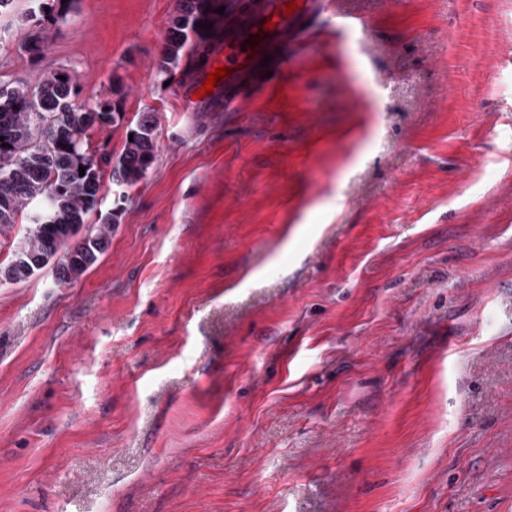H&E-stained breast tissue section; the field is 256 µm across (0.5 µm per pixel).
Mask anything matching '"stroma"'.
<instances>
[{
    "mask_svg": "<svg viewBox=\"0 0 512 512\" xmlns=\"http://www.w3.org/2000/svg\"><path fill=\"white\" fill-rule=\"evenodd\" d=\"M177 3L0 12V85L119 94L100 164L158 123L96 265L0 279V512H512V0H337L239 112ZM209 1H179L178 14L167 33L162 53L156 64L158 74H168L177 68L192 37L200 36L203 29L196 27V22L203 24L211 20Z\"/></svg>",
    "mask_w": 512,
    "mask_h": 512,
    "instance_id": "obj_1",
    "label": "stroma"
}]
</instances>
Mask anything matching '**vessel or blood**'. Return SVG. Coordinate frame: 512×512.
Instances as JSON below:
<instances>
[{"mask_svg": "<svg viewBox=\"0 0 512 512\" xmlns=\"http://www.w3.org/2000/svg\"><path fill=\"white\" fill-rule=\"evenodd\" d=\"M290 0H227L223 32L214 42L205 67L191 85L179 89L186 112H235L246 96V88L262 70H287L313 21L328 15V0H301L293 13H286ZM224 65L228 72L213 91L196 97L212 66Z\"/></svg>", "mask_w": 512, "mask_h": 512, "instance_id": "b4317fda", "label": "vessel or blood"}]
</instances>
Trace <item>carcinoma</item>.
<instances>
[{
    "instance_id": "cac0c4a2",
    "label": "carcinoma",
    "mask_w": 512,
    "mask_h": 512,
    "mask_svg": "<svg viewBox=\"0 0 512 512\" xmlns=\"http://www.w3.org/2000/svg\"><path fill=\"white\" fill-rule=\"evenodd\" d=\"M209 0H179L178 14L167 33L156 68L168 74L177 68L187 44L201 34L196 23L211 20ZM66 80L59 79V76ZM75 87L69 74L53 73L35 87L0 85V227L23 218L33 225L12 261L0 274L14 281L30 277L18 265L23 258L45 267L58 253L63 260L56 276L67 282L92 268L109 247L102 232L87 233L95 244L82 248L77 233L94 213H101L104 172L95 160L90 130L122 117L120 101L104 100L93 109L72 104ZM157 122L149 112L128 129L112 178L132 186L155 161ZM85 168L79 175V168ZM79 261L67 265L74 252Z\"/></svg>"
}]
</instances>
